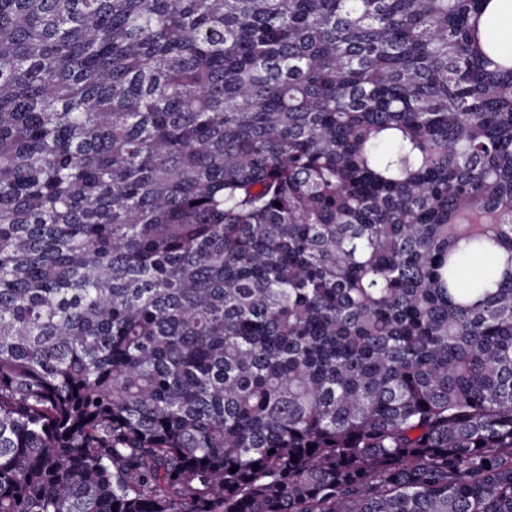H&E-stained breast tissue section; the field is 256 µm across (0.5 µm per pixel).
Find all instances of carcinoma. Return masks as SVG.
<instances>
[{
  "label": "carcinoma",
  "instance_id": "cac0c4a2",
  "mask_svg": "<svg viewBox=\"0 0 512 512\" xmlns=\"http://www.w3.org/2000/svg\"><path fill=\"white\" fill-rule=\"evenodd\" d=\"M510 9L0 0V512H512Z\"/></svg>",
  "mask_w": 512,
  "mask_h": 512
}]
</instances>
